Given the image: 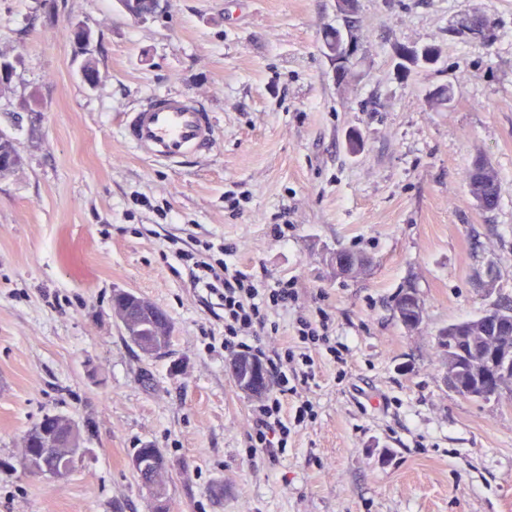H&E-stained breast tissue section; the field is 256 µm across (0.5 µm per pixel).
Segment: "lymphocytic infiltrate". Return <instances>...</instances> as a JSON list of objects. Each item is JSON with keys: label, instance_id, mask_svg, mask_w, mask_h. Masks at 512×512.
Returning a JSON list of instances; mask_svg holds the SVG:
<instances>
[{"label": "lymphocytic infiltrate", "instance_id": "lymphocytic-infiltrate-1", "mask_svg": "<svg viewBox=\"0 0 512 512\" xmlns=\"http://www.w3.org/2000/svg\"><path fill=\"white\" fill-rule=\"evenodd\" d=\"M170 251L179 264L193 270L196 283L202 284L207 294L218 297L225 347L255 355L272 371L276 388L252 410V439L255 447L269 454L285 451L291 430L302 426L313 411L309 401L297 398L295 382L311 377L314 359L308 346L327 328V320L315 324L298 319L292 346L264 351L252 345L250 338L255 327L266 326L271 311L287 307L294 294L292 282L267 284L232 261L233 251L225 246L216 249L208 242L175 237Z\"/></svg>", "mask_w": 512, "mask_h": 512}]
</instances>
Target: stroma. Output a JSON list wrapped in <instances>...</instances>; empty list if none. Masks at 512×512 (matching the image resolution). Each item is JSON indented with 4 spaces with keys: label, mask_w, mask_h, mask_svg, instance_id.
<instances>
[{
    "label": "stroma",
    "mask_w": 512,
    "mask_h": 512,
    "mask_svg": "<svg viewBox=\"0 0 512 512\" xmlns=\"http://www.w3.org/2000/svg\"><path fill=\"white\" fill-rule=\"evenodd\" d=\"M468 11L487 41L451 35ZM336 28L360 44L341 90L323 48ZM403 44L442 58L399 78ZM0 55L16 63L0 129L21 156L0 177V512H153L129 465L144 446L169 460L171 512H512V394L458 395L437 346L448 324L512 306V0H163L144 21L121 0H0ZM163 91L213 113L208 158L173 167L124 142L125 113ZM479 159L498 172L492 210L465 181ZM174 235L293 281L252 344L282 347L296 317L327 313L298 386L315 415L285 453L251 447L255 401L225 370L215 308L165 261ZM339 249L366 270L337 276ZM409 288L412 329L394 311ZM116 291L166 311L164 357L127 340ZM47 415L80 430L61 479L19 464Z\"/></svg>",
    "instance_id": "obj_1"
}]
</instances>
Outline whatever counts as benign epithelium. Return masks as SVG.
<instances>
[{
	"instance_id": "benign-epithelium-1",
	"label": "benign epithelium",
	"mask_w": 512,
	"mask_h": 512,
	"mask_svg": "<svg viewBox=\"0 0 512 512\" xmlns=\"http://www.w3.org/2000/svg\"><path fill=\"white\" fill-rule=\"evenodd\" d=\"M359 51V40L353 34H347L343 50L339 53L327 51L332 65L336 85H341L343 68ZM344 251L338 250L333 255L336 271L344 275L357 276L367 265L364 259H343ZM114 296L121 299L120 311L123 318L125 335L139 345L147 354L153 355L164 351V347L140 335L135 323L141 315L171 327L167 314L141 296L129 292H116ZM486 325L493 327L491 333L484 336H459L456 348L448 354L446 383L456 393L481 400H497L505 393H512V314L499 308L491 307L483 314ZM226 367L234 373L241 374L238 383L242 391L251 392L257 388L258 378L255 373L244 367L237 356H232ZM31 433L38 435L40 448L29 462V469L35 474L59 479L67 476L78 463L79 456L62 464L55 458L54 448L71 439L70 434L55 428L52 417H43L31 428ZM162 462L152 453L147 452L132 461V469L145 478L160 467Z\"/></svg>"
}]
</instances>
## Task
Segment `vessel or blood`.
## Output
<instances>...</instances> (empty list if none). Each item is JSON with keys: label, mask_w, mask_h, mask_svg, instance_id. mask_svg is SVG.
<instances>
[{"label": "vessel or blood", "mask_w": 512, "mask_h": 512, "mask_svg": "<svg viewBox=\"0 0 512 512\" xmlns=\"http://www.w3.org/2000/svg\"><path fill=\"white\" fill-rule=\"evenodd\" d=\"M122 137L141 157L178 166L211 153L213 115L193 98L157 93L126 113Z\"/></svg>", "instance_id": "obj_1"}]
</instances>
